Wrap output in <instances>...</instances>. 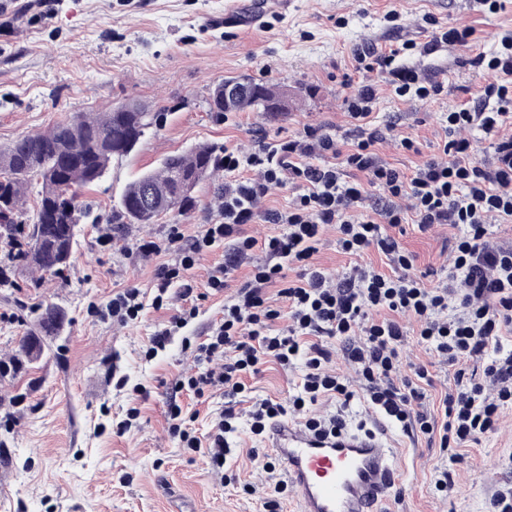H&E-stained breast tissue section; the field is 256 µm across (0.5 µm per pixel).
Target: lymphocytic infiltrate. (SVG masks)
<instances>
[{
    "mask_svg": "<svg viewBox=\"0 0 512 512\" xmlns=\"http://www.w3.org/2000/svg\"><path fill=\"white\" fill-rule=\"evenodd\" d=\"M413 48L408 41L385 51L357 47L352 67L388 73L397 96L436 98L443 82L395 64ZM470 64L489 80L473 105L444 114L438 156L406 171L383 162L376 146L390 129L373 125L375 91L365 86L346 101L350 127L342 135L330 126L307 125L272 140L259 129L250 153L225 149L218 217L201 232L175 228L166 237L136 241L138 258L159 262L155 293L148 300L139 288L118 289L105 313L126 324L145 305H175L168 323L150 338L149 358L197 318L201 301L230 288L236 271L244 273L220 316L190 346L196 373L174 386L199 404L220 398L207 433L197 436L193 428L198 411L175 402L167 410L169 434L181 448L205 454L215 475L224 472L230 435L244 432L262 442L275 425L293 419L311 434L333 438L348 430L358 395L408 436L437 440L452 462L462 461L464 444L491 432L502 410L512 406V241L490 233L492 225L512 223V36ZM478 134L491 142V161L477 157ZM287 184L297 189L287 208L264 207L271 187ZM375 187L382 195H372ZM259 217L282 225V233L257 239L250 226ZM405 224L423 234L453 230L447 274L438 285L423 283L416 254L396 238L395 229ZM328 226L336 229L339 252L355 261L347 276L331 277L315 260ZM219 246L223 261L197 284L191 272L200 256ZM372 251L381 266L360 264ZM405 315L453 380L432 410L416 406L434 383L428 368L397 374ZM337 350L354 378L332 369ZM270 362L298 370L293 395L285 403L265 398L243 406L247 378ZM325 399L336 400L339 409L323 418L313 408Z\"/></svg>",
    "mask_w": 512,
    "mask_h": 512,
    "instance_id": "lymphocytic-infiltrate-1",
    "label": "lymphocytic infiltrate"
}]
</instances>
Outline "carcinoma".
<instances>
[{
  "label": "carcinoma",
  "mask_w": 512,
  "mask_h": 512,
  "mask_svg": "<svg viewBox=\"0 0 512 512\" xmlns=\"http://www.w3.org/2000/svg\"><path fill=\"white\" fill-rule=\"evenodd\" d=\"M251 86V91L237 100L233 110L252 106L273 119L284 112L283 107L274 106L276 94L266 85L253 81ZM144 113L145 109L134 103L110 112H79L46 132L24 135L1 150L0 173H7V178L0 181V228L6 231L5 243L10 245L18 235H24L27 250L22 255L31 257L29 247L33 237L14 223L13 216L24 213L27 192L38 186L39 200L30 224L49 220L55 224V231L43 234L44 263L37 267L44 272L59 273L53 268L56 255L64 248L73 252L72 227L84 223L88 216L86 207L79 201V189L100 181L112 158L127 156L134 150L152 128ZM223 156L222 150L201 146L166 157L160 170L144 173L127 186L112 220L118 224L131 223L128 202L156 186L164 188L162 201L166 212L193 207L194 197L189 192L177 193L169 183V172L178 170L189 174L194 187L222 167ZM57 322L58 314L53 308L40 314V327L47 336L57 329Z\"/></svg>",
  "instance_id": "obj_1"
}]
</instances>
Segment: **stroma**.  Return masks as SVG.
Returning <instances> with one entry per match:
<instances>
[{"instance_id": "obj_1", "label": "stroma", "mask_w": 512, "mask_h": 512, "mask_svg": "<svg viewBox=\"0 0 512 512\" xmlns=\"http://www.w3.org/2000/svg\"><path fill=\"white\" fill-rule=\"evenodd\" d=\"M228 0H0V150L17 138L48 130L76 112H108L136 103L161 115L157 128L127 157L113 160L105 177L83 189L97 221L78 227L77 246L57 275L8 258L15 285L0 288V512H267L269 480L286 479L284 468L268 474L270 443L240 445L231 462L238 487L224 484L201 453L178 448L167 431V391L193 369L183 342L194 339L218 312L223 296L202 301L200 314L173 337L165 351L143 360L150 336L167 311L145 308L138 320L120 324L97 316L115 289L149 292L156 261L127 256L137 239L164 237L170 227L201 231L214 215L223 176L200 183L195 205L154 224L123 225L117 242L105 234L124 187L158 168L168 154L199 144L254 147L252 129L276 139L306 125L347 127L345 102L359 86L377 93V125L395 121L393 140L379 147L391 166L408 169L436 154L445 137L443 113L467 106L488 77L461 66V59L495 50L512 35V0L491 14L478 0H266L256 24L226 16ZM397 11V23L385 19ZM468 27L469 46L444 45L427 54L437 27ZM406 40L415 50L399 65L442 81L444 92L419 101L395 95L388 74L352 73L351 51L388 47ZM229 77L273 85L287 112L268 120L247 108L218 118L207 111L211 88ZM402 137L420 152L399 149ZM446 230L420 234L407 224L399 239L418 256L427 286L437 284ZM56 307L60 327L44 337L42 358L22 362L21 340L39 332L37 317ZM400 371L428 365L436 380L428 395L438 400L448 378L416 336L400 350ZM150 389L141 397L138 386ZM140 408L130 432L115 435L128 408ZM398 448L395 484L383 512H485L490 495L512 482V408L496 430L463 447L464 461L450 465L426 438L412 439L387 427ZM450 468L452 496L437 493L436 468Z\"/></svg>"}]
</instances>
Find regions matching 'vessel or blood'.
Returning <instances> with one entry per match:
<instances>
[{"instance_id": "1", "label": "vessel or blood", "mask_w": 512, "mask_h": 512, "mask_svg": "<svg viewBox=\"0 0 512 512\" xmlns=\"http://www.w3.org/2000/svg\"><path fill=\"white\" fill-rule=\"evenodd\" d=\"M271 444L297 491V512H374L394 475L376 435L321 439L288 422L274 427Z\"/></svg>"}]
</instances>
